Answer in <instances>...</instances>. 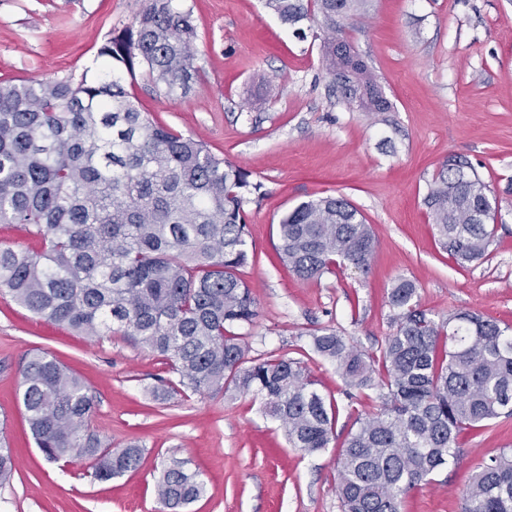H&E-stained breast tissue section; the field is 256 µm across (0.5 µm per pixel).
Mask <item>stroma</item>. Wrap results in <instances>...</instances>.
Listing matches in <instances>:
<instances>
[{"label": "stroma", "mask_w": 512, "mask_h": 512, "mask_svg": "<svg viewBox=\"0 0 512 512\" xmlns=\"http://www.w3.org/2000/svg\"><path fill=\"white\" fill-rule=\"evenodd\" d=\"M148 0H0V81L80 79L113 36L133 27ZM196 26L200 77L187 97L152 92L144 74L126 79L141 111L201 138L261 183L246 203L251 258L240 277L259 315L239 327L252 358L302 360L334 395L337 438L379 403L378 390L345 385L311 348L336 330L371 356L394 329L388 293L413 279L421 309L441 318L471 310L512 324V0H374L351 41L373 68L392 111L362 112L339 100L322 62L321 37H305L264 0H174ZM451 155L477 169L495 200L491 253L460 268L438 243L424 198ZM342 196L371 224L368 273L347 269L298 280L277 256L280 216L301 202ZM41 350L85 381L95 401L90 428L114 448L138 442L140 468L102 482L89 459L47 461L19 399L28 355ZM173 373L166 361L118 333L89 339L33 317L0 292V423L15 459L0 481V512H157L154 474L187 461L206 485L187 512H341L336 448L289 447L259 400L230 392L153 391ZM459 453L403 512H460L476 464L512 446V419L462 433Z\"/></svg>", "instance_id": "35a3bbf8"}]
</instances>
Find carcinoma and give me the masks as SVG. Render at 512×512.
I'll return each instance as SVG.
<instances>
[{
	"label": "carcinoma",
	"mask_w": 512,
	"mask_h": 512,
	"mask_svg": "<svg viewBox=\"0 0 512 512\" xmlns=\"http://www.w3.org/2000/svg\"><path fill=\"white\" fill-rule=\"evenodd\" d=\"M282 22L315 23L331 83L362 112L392 104L349 41L372 0H265ZM196 27L172 0H150L134 28L110 39L80 80L0 83V224H21L37 251L0 247V291L35 316L90 339L131 336L170 362L193 392L234 390L261 399L292 448L329 447L337 401L286 355L247 360L235 327L258 316L238 271L250 258L244 204L260 184L212 155L192 135L141 111L114 71L140 68L153 89L183 97L198 81ZM438 240L465 266L485 258L496 207L476 169L449 159L424 199ZM280 260L301 280L340 268L368 272L375 235L342 196L302 202L277 224ZM395 331L377 357L334 330L312 337L315 353L351 388L383 390L356 418L337 459L341 512H402L408 494L456 457L465 430L512 417V326L460 310L435 319L419 307L414 281L389 292ZM383 371L375 380L374 364ZM19 398L49 461L89 458L102 481L136 471L140 446L111 450L88 431L94 403L80 376L33 354ZM0 441V478L13 472ZM165 512L199 501L206 485L187 462L165 464L155 484ZM461 512H512V450L481 460Z\"/></svg>",
	"instance_id": "cac0c4a2"
}]
</instances>
